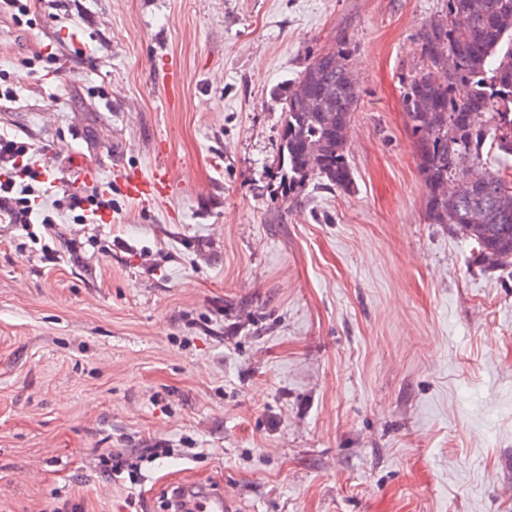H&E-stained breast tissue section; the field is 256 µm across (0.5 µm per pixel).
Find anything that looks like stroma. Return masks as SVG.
Returning a JSON list of instances; mask_svg holds the SVG:
<instances>
[{
  "label": "stroma",
  "mask_w": 512,
  "mask_h": 512,
  "mask_svg": "<svg viewBox=\"0 0 512 512\" xmlns=\"http://www.w3.org/2000/svg\"><path fill=\"white\" fill-rule=\"evenodd\" d=\"M446 0H33L0 133L112 221L0 223V512H512V270L428 223L399 77ZM345 36L351 191L285 197L273 89ZM54 50L48 59L46 50ZM165 147L176 193L138 202ZM56 258L48 260L45 249ZM170 448L138 484L114 451ZM169 509L175 512H236L235 503L224 495L222 486L213 483L172 486Z\"/></svg>",
  "instance_id": "obj_1"
}]
</instances>
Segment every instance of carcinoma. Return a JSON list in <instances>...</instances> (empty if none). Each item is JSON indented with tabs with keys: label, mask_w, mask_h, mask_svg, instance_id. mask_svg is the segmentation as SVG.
I'll return each mask as SVG.
<instances>
[{
	"label": "carcinoma",
	"mask_w": 512,
	"mask_h": 512,
	"mask_svg": "<svg viewBox=\"0 0 512 512\" xmlns=\"http://www.w3.org/2000/svg\"><path fill=\"white\" fill-rule=\"evenodd\" d=\"M417 41L420 57L400 84L427 218L468 238L486 270L512 267V177L487 175L483 159L487 143L501 159L512 157V0H448V11L425 23ZM450 59L446 78L426 80ZM301 83L313 97L331 94L336 112L305 108L296 95ZM459 84L469 87L467 97L455 96ZM273 96L285 115L277 156L281 193L297 194L312 177L350 190L348 141L360 88L346 38L313 55Z\"/></svg>",
	"instance_id": "1"
}]
</instances>
